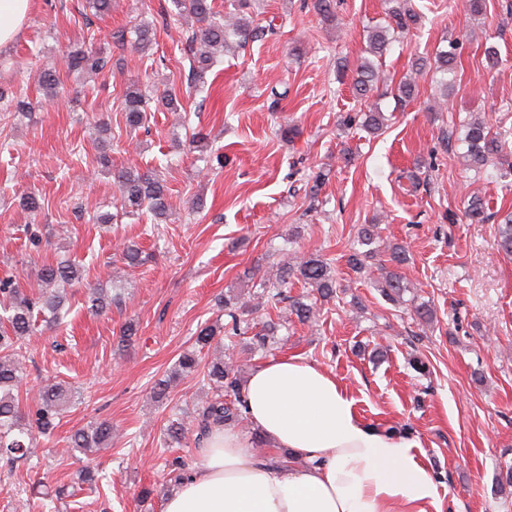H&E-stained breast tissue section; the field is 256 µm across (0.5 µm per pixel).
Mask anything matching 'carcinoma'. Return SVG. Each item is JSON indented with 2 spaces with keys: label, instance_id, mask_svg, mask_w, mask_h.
I'll list each match as a JSON object with an SVG mask.
<instances>
[{
  "label": "carcinoma",
  "instance_id": "obj_1",
  "mask_svg": "<svg viewBox=\"0 0 512 512\" xmlns=\"http://www.w3.org/2000/svg\"><path fill=\"white\" fill-rule=\"evenodd\" d=\"M174 8L181 16L190 17L200 24V28L187 39V52L192 57L191 71L194 81L202 86L203 77L216 63L214 50L228 48L232 44L243 46L246 42L274 33L273 21L266 24L242 16L251 8L250 0H237L233 20L224 21V16L214 11L210 0H172ZM169 11L162 7L151 21L139 22L133 30L135 42L143 51L150 49L155 40L157 28L167 25ZM419 15L410 8H398L390 12V22L374 28L370 32L371 51L382 54L389 42L390 31H403L417 24ZM68 68L71 71L105 74L112 72V56L102 52L76 49L68 52ZM456 63V45L436 52L434 66L441 74L439 79V100L445 102L453 87ZM378 73L370 60L363 61L356 69L355 90L362 99L370 96ZM38 82L46 96L57 95L59 79L55 71L45 68L39 72ZM177 111L181 107L176 90L169 88L158 96L148 83L132 80L126 87L121 101L125 126L131 130L145 126L151 103ZM512 133L505 129L495 131L485 118H475L464 125L463 141L466 152L463 155L467 166L481 169L490 162L503 163L508 159V137ZM101 168L111 172L112 160L103 153L100 156ZM113 173V172H111ZM114 184L119 194L122 215L140 217L151 214L155 221L169 216L170 204L167 187L151 170L142 171L136 166L125 167L113 173ZM378 235V225L365 224L360 229L357 242L367 250L354 249L348 255L350 268L361 273L366 271V259L373 257L371 246ZM497 249L512 255V210L506 212L498 224ZM407 262L406 249L397 244L392 247L390 266L379 268L377 287L385 300L399 304L407 288L405 277L399 269ZM292 279L302 281L311 288L320 300L328 301L336 296V276L331 264L319 255L283 261L279 276L270 285H263L261 295L263 305L268 309L285 310L305 323L314 313V303L295 298L284 288ZM40 292L28 294L25 286L10 277L0 279V296L8 301L4 307L7 316L0 317V458L10 461L23 458L33 444L35 435L49 436L57 426L66 406L74 401L78 388L61 383H47L41 387L32 408L24 411L20 406L19 388L23 379V366L26 360L24 340L38 332L39 324L52 328L63 323L67 292L83 280L81 268L69 261L44 262L37 272ZM91 310L100 313L112 305V296L101 288L88 292ZM257 308L249 300L238 296L224 297V315L229 317L225 325L214 324L203 328L196 337L195 346L183 352L175 364L171 377L160 381L156 387L159 398L165 396L168 387L180 376L199 371L198 351L208 348L214 340L249 337L252 345L267 350L275 344L277 323L268 319L262 322L260 331H255V323L248 316ZM211 386L210 398L201 403L192 416V426L186 427L181 421H173L167 429L171 441L179 444L191 434L195 446L204 444L216 427L233 426L246 419L242 400V384L237 370L222 359H216L204 373ZM112 442V425L102 422L90 430L78 429L68 438L67 448L84 454L94 453Z\"/></svg>",
  "mask_w": 512,
  "mask_h": 512
}]
</instances>
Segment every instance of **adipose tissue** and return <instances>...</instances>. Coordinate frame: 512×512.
<instances>
[{
  "instance_id": "1",
  "label": "adipose tissue",
  "mask_w": 512,
  "mask_h": 512,
  "mask_svg": "<svg viewBox=\"0 0 512 512\" xmlns=\"http://www.w3.org/2000/svg\"><path fill=\"white\" fill-rule=\"evenodd\" d=\"M249 424L291 468L251 453L239 429L213 431L163 512H442L418 441L358 414L334 376L294 356L257 367L242 388Z\"/></svg>"
}]
</instances>
